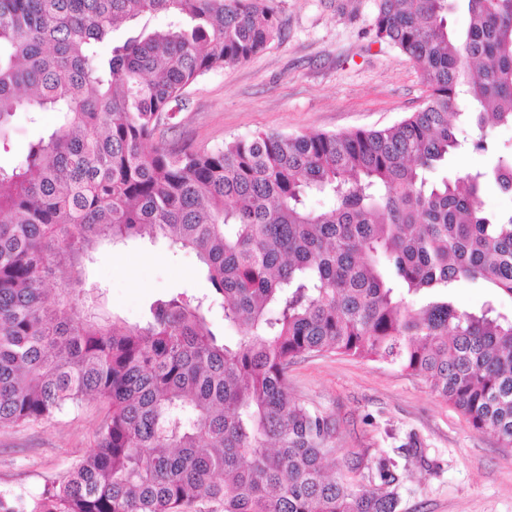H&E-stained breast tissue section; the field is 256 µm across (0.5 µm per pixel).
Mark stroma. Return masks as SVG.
Masks as SVG:
<instances>
[{"mask_svg": "<svg viewBox=\"0 0 512 512\" xmlns=\"http://www.w3.org/2000/svg\"><path fill=\"white\" fill-rule=\"evenodd\" d=\"M279 37L248 61L193 85L168 140L214 146L258 131L338 133L383 127L427 95L419 68L374 38L375 0H276ZM112 312L142 321L158 296L209 288L195 253L166 240L104 248L86 267ZM290 392L336 422V460L375 465L394 455L401 512H512V449L473 430L417 376L336 353L311 354L288 373ZM97 399L34 423L0 427V490L42 492L97 445Z\"/></svg>", "mask_w": 512, "mask_h": 512, "instance_id": "35a3bbf8", "label": "stroma"}]
</instances>
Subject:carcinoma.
Returning <instances> with one entry per match:
<instances>
[{
    "label": "carcinoma",
    "mask_w": 512,
    "mask_h": 512,
    "mask_svg": "<svg viewBox=\"0 0 512 512\" xmlns=\"http://www.w3.org/2000/svg\"><path fill=\"white\" fill-rule=\"evenodd\" d=\"M374 37L412 59L422 108L376 130L258 132L210 148L158 138L188 89L280 36L273 0H0V147L23 114L55 124L0 163V426L103 400L97 449L0 512H400L397 464L327 472L336 425L288 391L315 353L423 378L512 448V153L429 181L461 147L512 127V0H375ZM164 13L165 29L124 23ZM311 195L328 206H307ZM163 238L202 263L209 293L152 302L130 324L84 270L99 246ZM491 288L459 308L462 281ZM244 328L234 345L209 316ZM482 204L488 213L511 212L512 195L502 194L493 185H488L482 195Z\"/></svg>",
    "instance_id": "obj_1"
}]
</instances>
